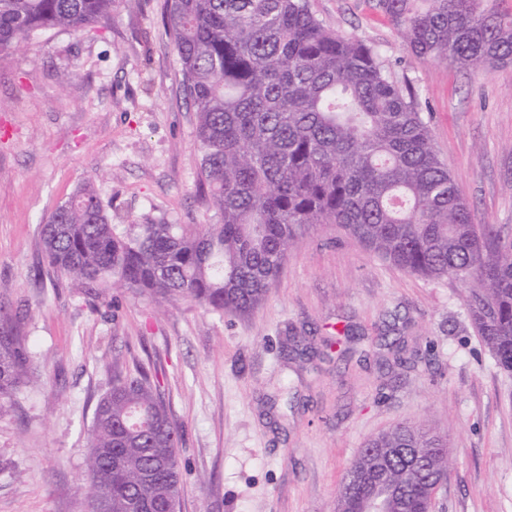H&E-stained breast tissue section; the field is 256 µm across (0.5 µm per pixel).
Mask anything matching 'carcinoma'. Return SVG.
Masks as SVG:
<instances>
[{
  "instance_id": "cac0c4a2",
  "label": "carcinoma",
  "mask_w": 512,
  "mask_h": 512,
  "mask_svg": "<svg viewBox=\"0 0 512 512\" xmlns=\"http://www.w3.org/2000/svg\"><path fill=\"white\" fill-rule=\"evenodd\" d=\"M376 0L416 56L458 70L512 63V7L482 0ZM114 0H0V53L50 29L107 22ZM171 38L197 114L202 183L218 224H114L82 187L42 225L48 273L118 280L157 305L194 301L247 315L288 249L334 224L397 268L468 287L469 316L512 373V237L474 223L434 147L416 93L374 47L326 28L309 0H166ZM32 352L0 316V402L26 384ZM180 427L157 376L138 362L97 403L85 459L92 512L180 506ZM447 440L397 423L351 464L337 512H424L448 472Z\"/></svg>"
}]
</instances>
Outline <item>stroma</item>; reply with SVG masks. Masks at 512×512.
<instances>
[{
  "label": "stroma",
  "instance_id": "stroma-1",
  "mask_svg": "<svg viewBox=\"0 0 512 512\" xmlns=\"http://www.w3.org/2000/svg\"><path fill=\"white\" fill-rule=\"evenodd\" d=\"M310 4L415 88L476 223L512 237V63L460 71L415 57L373 0ZM196 125L165 0H116L98 29L0 54V312L37 380L0 404V512H91L93 410L137 359L183 431L181 512H336L351 463L399 421L448 438L437 512H512V374L458 280L406 273L330 224L246 316L48 277L41 226L87 183L116 224L218 223ZM295 336L312 360L286 353Z\"/></svg>",
  "mask_w": 512,
  "mask_h": 512
}]
</instances>
